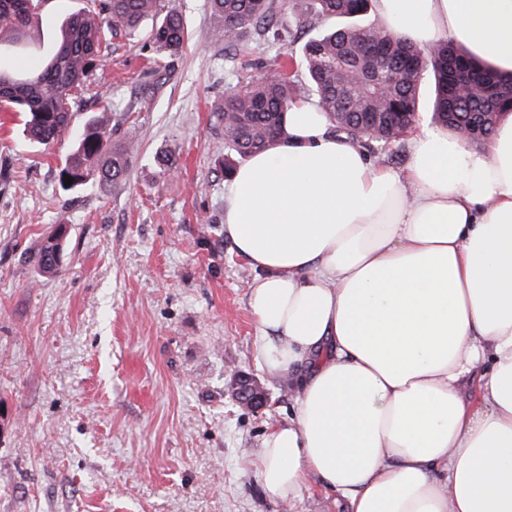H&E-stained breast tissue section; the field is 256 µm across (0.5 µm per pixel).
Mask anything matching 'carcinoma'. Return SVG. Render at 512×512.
Here are the masks:
<instances>
[{
    "label": "carcinoma",
    "instance_id": "cac0c4a2",
    "mask_svg": "<svg viewBox=\"0 0 512 512\" xmlns=\"http://www.w3.org/2000/svg\"><path fill=\"white\" fill-rule=\"evenodd\" d=\"M37 0H0V46H34ZM368 0H211L215 43L228 55L256 39L299 45V68L273 59L260 76L229 84L215 118L224 130V175L234 162L275 145L286 136L285 113L298 100H311L338 133L370 147L399 142L419 121L422 76L434 79L432 117L455 133L467 127L473 140L488 138L512 111V72L503 73L445 41L428 49L401 39L379 22L361 23ZM295 15L293 27L281 18ZM152 21L149 39L170 58L188 42L174 0H101L71 14L46 65L21 74L0 72V108L22 118L29 140L49 144L61 137L80 108L79 92L102 66L107 33L138 31ZM127 112L112 113V127L92 113L74 150L59 169L60 185L78 191L91 180L121 185L134 146L121 134ZM73 179L65 185L64 177ZM57 238L38 251L46 273H56Z\"/></svg>",
    "mask_w": 512,
    "mask_h": 512
}]
</instances>
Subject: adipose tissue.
Returning a JSON list of instances; mask_svg holds the SVG:
<instances>
[{
	"label": "adipose tissue",
	"instance_id": "1",
	"mask_svg": "<svg viewBox=\"0 0 512 512\" xmlns=\"http://www.w3.org/2000/svg\"><path fill=\"white\" fill-rule=\"evenodd\" d=\"M380 23L512 72V0H376ZM224 194L254 270L270 373L299 366L296 409L259 480L307 479L351 512H512V115L480 148L417 127L402 170L337 135L313 102Z\"/></svg>",
	"mask_w": 512,
	"mask_h": 512
}]
</instances>
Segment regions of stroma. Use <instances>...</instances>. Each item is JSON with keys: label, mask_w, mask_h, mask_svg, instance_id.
<instances>
[{"label": "stroma", "mask_w": 512, "mask_h": 512, "mask_svg": "<svg viewBox=\"0 0 512 512\" xmlns=\"http://www.w3.org/2000/svg\"><path fill=\"white\" fill-rule=\"evenodd\" d=\"M191 37L143 90L156 55L146 33L114 34L68 134L29 143L0 119V512H281L256 460L295 410L291 374L258 356L254 276L224 235V136L214 113L228 83L281 46L226 57L210 0H176ZM92 0H41L39 46L0 50V70L39 66L62 19ZM130 108L136 147L121 187L67 193L58 171L86 113ZM176 157L161 175L157 155ZM66 225L64 268L36 253ZM259 381L263 414L232 394ZM293 512H350L307 481Z\"/></svg>", "instance_id": "35a3bbf8"}]
</instances>
